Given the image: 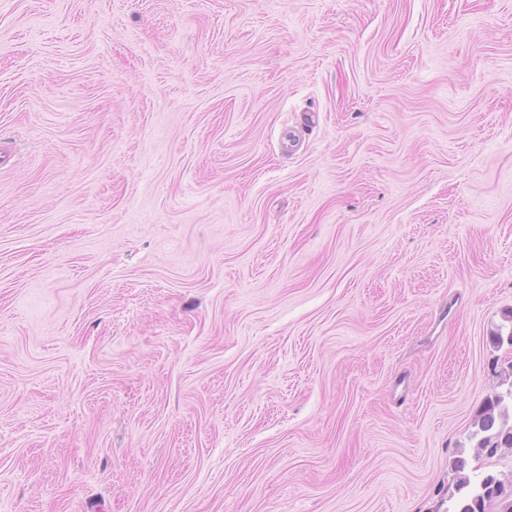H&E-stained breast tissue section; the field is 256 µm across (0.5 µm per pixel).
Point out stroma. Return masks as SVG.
Masks as SVG:
<instances>
[{
  "label": "stroma",
  "instance_id": "stroma-1",
  "mask_svg": "<svg viewBox=\"0 0 512 512\" xmlns=\"http://www.w3.org/2000/svg\"><path fill=\"white\" fill-rule=\"evenodd\" d=\"M0 512H448L512 346V0H0Z\"/></svg>",
  "mask_w": 512,
  "mask_h": 512
}]
</instances>
